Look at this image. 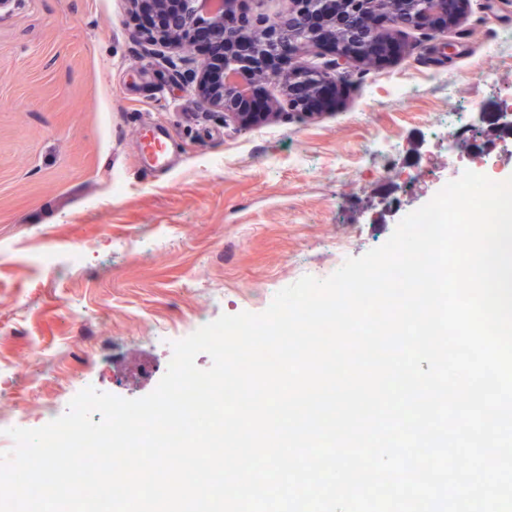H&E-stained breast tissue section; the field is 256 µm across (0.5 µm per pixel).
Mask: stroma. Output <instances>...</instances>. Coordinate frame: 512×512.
Segmentation results:
<instances>
[{"instance_id": "stroma-1", "label": "stroma", "mask_w": 512, "mask_h": 512, "mask_svg": "<svg viewBox=\"0 0 512 512\" xmlns=\"http://www.w3.org/2000/svg\"><path fill=\"white\" fill-rule=\"evenodd\" d=\"M143 24L128 0L0 11L1 420L42 427L87 382L149 394L173 356L155 327L187 336L327 278L445 186L449 155L490 148L512 177L494 124L512 96V0H469L443 43L406 30L317 119L247 129L197 105ZM452 118L481 134L443 145ZM155 139L161 170L144 155Z\"/></svg>"}]
</instances>
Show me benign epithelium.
I'll list each match as a JSON object with an SVG mask.
<instances>
[{
  "mask_svg": "<svg viewBox=\"0 0 512 512\" xmlns=\"http://www.w3.org/2000/svg\"><path fill=\"white\" fill-rule=\"evenodd\" d=\"M150 11L154 23L145 40L160 47L157 56L191 88L209 112L224 114V124L246 128L288 114L309 121L320 103L336 93L337 73L378 57L391 42L389 32L370 24L384 15L394 28L421 30L444 39L464 14L467 0H290L288 14L252 25L236 16L238 0H131ZM197 55L182 56L185 45ZM312 48L323 65L284 67L299 48ZM278 75L281 100L268 98L247 112L243 103L255 88Z\"/></svg>",
  "mask_w": 512,
  "mask_h": 512,
  "instance_id": "obj_1",
  "label": "benign epithelium"
}]
</instances>
